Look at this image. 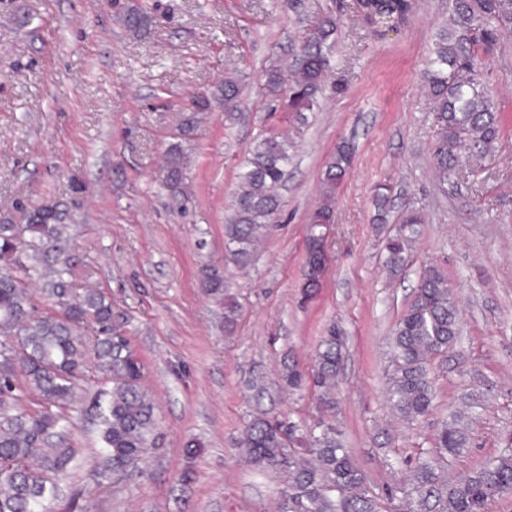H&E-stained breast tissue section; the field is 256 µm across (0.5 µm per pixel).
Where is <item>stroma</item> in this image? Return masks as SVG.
<instances>
[{
    "label": "stroma",
    "instance_id": "obj_1",
    "mask_svg": "<svg viewBox=\"0 0 512 512\" xmlns=\"http://www.w3.org/2000/svg\"><path fill=\"white\" fill-rule=\"evenodd\" d=\"M151 17L130 32L128 7ZM342 28L318 109L270 111L266 73L285 68L315 18ZM448 0H417L411 22L379 35L356 0H0V224H22L44 205L67 214L76 295L112 304V326L140 360L156 424L141 460L101 473L95 403L111 379L88 367L72 406L78 466L51 512H274L287 468L266 472L240 449L260 415L336 424L382 512H408L403 482L463 395L479 396L469 444L442 458L455 482L497 455L512 434V29L482 69L498 96L502 133L481 169L461 164L440 184L425 79ZM242 84L223 107L225 77ZM208 97L209 110L191 100ZM288 135L295 157L282 204L247 266L233 259L224 224L239 168L267 132ZM354 147L338 190L322 285L302 297L306 229L325 166L340 141ZM190 163L183 190L161 179L166 150ZM393 188L387 221L374 223L377 186ZM422 224L403 269L385 244L406 210ZM443 273L461 334L432 361L435 397L417 421L391 409L390 333L427 268ZM225 295L205 294L204 272ZM238 307L224 332V299ZM347 335L332 393L312 381L280 386L284 364L311 369L330 324Z\"/></svg>",
    "mask_w": 512,
    "mask_h": 512
}]
</instances>
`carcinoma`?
I'll return each mask as SVG.
<instances>
[{
    "label": "carcinoma",
    "mask_w": 512,
    "mask_h": 512,
    "mask_svg": "<svg viewBox=\"0 0 512 512\" xmlns=\"http://www.w3.org/2000/svg\"><path fill=\"white\" fill-rule=\"evenodd\" d=\"M366 19L375 27L393 30L407 23L414 0H365ZM135 33L149 24L148 16L132 9L125 16ZM512 28V0H451L448 22L438 32L428 59L427 84L438 138L433 160L437 178L448 182L461 159L481 162L488 157L501 132L498 101L479 76L480 55L489 54L500 33ZM338 22L323 15L303 37L291 74L267 73L265 89L271 102L290 112H310L318 104L329 69V53L336 43ZM240 84L224 78V109L237 106ZM294 157V142L270 133L259 139L238 173L231 214L224 235L233 258L247 264L256 244L277 214L279 189ZM352 166V147L342 142L328 161L322 178V198L308 228L306 263L325 269L322 241L326 225L334 223L337 188ZM187 167L182 150L171 147L163 178L172 190L180 189ZM421 218L403 217L398 233L389 238L386 265L398 271L404 252ZM66 224L63 213L43 206L29 214L27 223L0 224V512H50L58 484L75 462L65 443L67 408L83 376L86 350L79 332L87 317L99 326V366L112 375L113 387L106 405H97L102 428L101 454L112 471L125 469L146 448L155 425V405L142 390L141 363L127 339L112 331V305L96 292L72 300L62 259ZM32 250L35 265L18 260L21 249ZM36 277L62 315L36 309L22 278ZM459 309L448 279L432 268L420 279L415 298L396 325L391 348L396 372L387 399L398 415L415 420L428 413L434 399L432 358L455 341ZM347 336L335 324L321 337L314 364V387L335 386ZM27 389L38 393L39 408L20 407L18 374ZM284 386H302L304 373L295 364L281 372ZM298 426L270 418L255 419L241 440L246 456L257 465L275 468L286 457L292 480L281 491L276 512H380L377 498L366 488V477L354 464L333 423L321 422L309 431L306 446L284 455ZM436 447L455 455L466 447L467 434L456 421L445 424L435 438ZM421 512H485L492 499L512 494V438L501 452L486 459L470 476L453 484L442 482L427 464L414 474Z\"/></svg>",
    "instance_id": "carcinoma-1"
}]
</instances>
